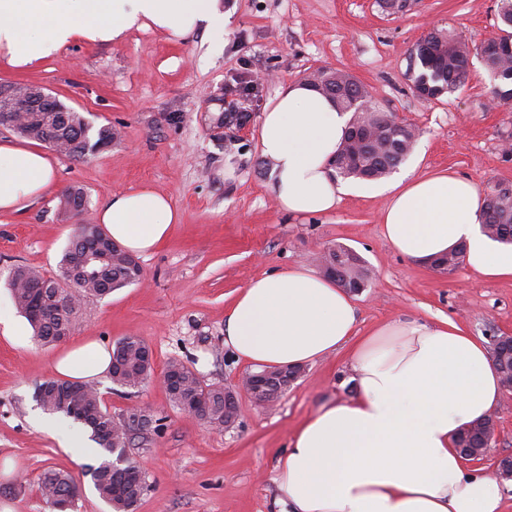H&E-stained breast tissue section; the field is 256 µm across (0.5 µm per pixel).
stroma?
<instances>
[{
  "label": "stroma",
  "instance_id": "35a3bbf8",
  "mask_svg": "<svg viewBox=\"0 0 512 512\" xmlns=\"http://www.w3.org/2000/svg\"><path fill=\"white\" fill-rule=\"evenodd\" d=\"M228 15L224 44L212 47L205 31L172 41L134 30L117 44H76L23 71L0 68V84L37 83L80 112L92 126L118 132L110 147L84 160L54 155L56 178L45 195L18 214L0 213V506L11 512H54L43 499L45 472H71L81 493L71 512H109L88 472L93 459L63 444L81 424L49 414L36 390L55 378L62 344L41 345L16 309L6 285L11 267L46 275L79 225L92 224L109 196L148 187L171 197L182 220L149 256L140 257L141 281L104 298H87L68 342L94 338L113 346L142 338L153 356L149 381L136 389L96 379L114 416L135 407L156 411L159 433L135 440L127 458L146 472L148 489L135 512H274L275 465L298 426L323 404L353 395L349 351L304 365L278 400L239 398L237 421L215 429L173 407L162 378L170 362L189 366L203 383L234 386L249 363L224 345V317L236 294L253 279L303 265L319 269L329 248L352 249L371 271L355 294L356 328L366 335L384 324L433 323L448 317L492 343L512 335V279L490 280L460 263L431 268L396 252L383 234V195L342 197L316 216L280 211L270 166L258 151L266 105L280 88L331 67L350 71L376 106L414 125L419 136L400 166L420 176L451 172L479 191L512 184V107H488L492 81L479 56L470 58L464 88L438 100L419 97L407 73L410 50L437 26L468 43L498 36V0H409L389 14L379 0H218ZM272 80H262V73ZM257 78L242 96L239 79ZM247 100L244 122L214 128L229 104ZM83 189L84 211L61 216L58 198ZM498 436L482 462L512 456V390L493 411Z\"/></svg>",
  "mask_w": 512,
  "mask_h": 512
}]
</instances>
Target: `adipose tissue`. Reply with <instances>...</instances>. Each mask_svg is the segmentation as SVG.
<instances>
[{"instance_id":"1","label":"adipose tissue","mask_w":512,"mask_h":512,"mask_svg":"<svg viewBox=\"0 0 512 512\" xmlns=\"http://www.w3.org/2000/svg\"><path fill=\"white\" fill-rule=\"evenodd\" d=\"M226 18L215 0H0V67L22 70L76 41L116 44L156 28L183 40L198 30L221 39ZM349 115L297 82L266 106L258 150L271 166L279 210L330 211L345 194H384L386 240L420 260L464 245L465 261L489 279L512 278V248L481 234L480 196L448 172L387 184H342L329 162ZM48 154L26 141H0V211L21 212L51 186ZM113 241L146 255L181 214L169 196L132 189L97 210ZM224 344L259 368L300 366L349 348L355 396L320 407L296 430L276 464L277 512H504L498 481L466 468L457 433L499 403L501 378L484 340L454 321L395 323L356 334L353 298L300 265L252 280L232 300ZM111 354L94 341L56 360L73 380L105 373Z\"/></svg>"}]
</instances>
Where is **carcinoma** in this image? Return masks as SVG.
I'll use <instances>...</instances> for the list:
<instances>
[{
  "mask_svg": "<svg viewBox=\"0 0 512 512\" xmlns=\"http://www.w3.org/2000/svg\"><path fill=\"white\" fill-rule=\"evenodd\" d=\"M500 35L503 43L512 41V0H500ZM416 58L408 63V74L416 91L425 99H438L464 86L471 54L482 58L493 80L492 93L503 106L512 105V60L510 55L487 52L480 43L469 45L457 35L443 29L428 33L416 47ZM311 86L326 94L341 110L352 113L350 127L376 122L378 140L366 144L356 154L342 145L336 157L345 156L349 163L336 168V174L366 180H379L391 174L414 148L412 125L396 120L388 112H368L360 108L363 86L348 72L327 73ZM59 112H29L25 120L13 122L9 129L23 138L43 142L55 139V151L73 158H83L99 151V147L115 138L110 125L97 129L90 136V124L78 112L60 105ZM86 207V195L80 188H70L61 194L58 209L64 215L72 213V205ZM481 231L489 239L512 245V186L498 183L485 193ZM323 264L336 267L335 281L348 289L365 288L369 270L352 250L336 246L323 256ZM58 277H47L24 265L12 268L7 277L15 306L34 329L36 338L46 344L59 343L74 331L80 317L81 301L103 297L126 285L138 282L142 267L134 256L112 242L96 224H84L64 249ZM177 380L168 389L170 402L182 408L190 396L201 398L202 419L210 425L224 423V387L204 385L185 364L174 362ZM152 353L137 336L117 341L112 350L110 376L122 387H141L151 377ZM37 399L44 411L63 414L91 431L92 440L105 453L98 466L91 470V479L99 496L112 512H134L140 498L148 489L146 476L138 483L129 480L132 471H141L138 463L124 457L130 441L127 434L118 433L121 422L143 420L141 432L158 431L159 419L140 410H129L116 418L102 405L97 389L86 383L74 389L68 381L49 380L38 386ZM481 434L471 426L458 437L457 447L476 448ZM39 489L51 505L60 501L74 502L80 493L77 478L69 472L45 474Z\"/></svg>",
  "mask_w": 512,
  "mask_h": 512,
  "instance_id": "cac0c4a2",
  "label": "carcinoma"
}]
</instances>
